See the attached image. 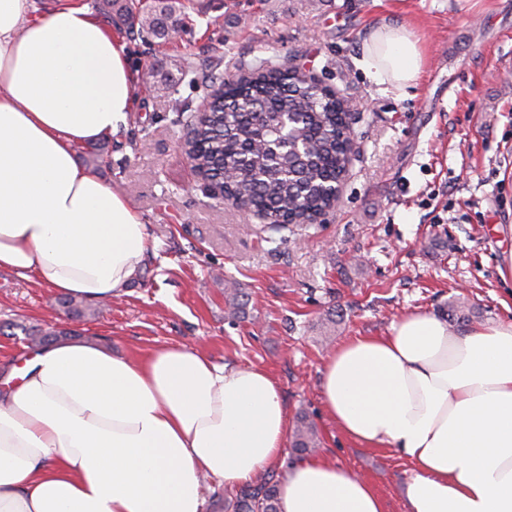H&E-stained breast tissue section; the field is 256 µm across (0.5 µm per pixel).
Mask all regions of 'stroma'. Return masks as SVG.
Listing matches in <instances>:
<instances>
[{"label":"stroma","mask_w":512,"mask_h":512,"mask_svg":"<svg viewBox=\"0 0 512 512\" xmlns=\"http://www.w3.org/2000/svg\"><path fill=\"white\" fill-rule=\"evenodd\" d=\"M170 40L122 32L130 0H84L107 19L137 73L134 110L88 159L145 220L151 243L139 276L96 316L70 318L34 278L0 271V361L27 349L28 332L67 331L118 354L197 345L219 365L258 367L279 386L289 417L306 413L319 455L366 480L386 512H408L410 464L393 448L348 440L320 399V370L353 336H382L413 311L452 331L512 318V284L498 265L512 248V0H191ZM420 40L416 84L398 91L357 66L380 21ZM228 36L215 56L219 36ZM269 60L309 70L355 115L357 153L341 200L315 224L264 236L262 222L205 194L179 145L178 112L207 92L159 72L183 63L218 74ZM249 295L224 311V281ZM339 323L332 343L324 321Z\"/></svg>","instance_id":"obj_1"}]
</instances>
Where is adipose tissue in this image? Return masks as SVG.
I'll return each mask as SVG.
<instances>
[{
	"label": "adipose tissue",
	"mask_w": 512,
	"mask_h": 512,
	"mask_svg": "<svg viewBox=\"0 0 512 512\" xmlns=\"http://www.w3.org/2000/svg\"><path fill=\"white\" fill-rule=\"evenodd\" d=\"M358 65L402 90L424 57L406 26L383 21ZM135 83L87 6L0 0V271L94 302L137 277L144 220L75 158L118 132ZM320 395L348 439L410 461L409 512H512V320L459 334L408 314L331 351ZM287 433L264 370L186 345L136 357L49 342L0 371V512H203L201 478L234 489L268 468L279 512H385L349 468L290 459Z\"/></svg>",
	"instance_id": "obj_1"
}]
</instances>
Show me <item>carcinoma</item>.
I'll use <instances>...</instances> for the list:
<instances>
[{"mask_svg":"<svg viewBox=\"0 0 512 512\" xmlns=\"http://www.w3.org/2000/svg\"><path fill=\"white\" fill-rule=\"evenodd\" d=\"M182 0H152L125 14L129 31L166 39L175 33ZM350 151L343 101L331 88L308 83L305 74L286 64L259 66L224 82L204 121L198 124L193 148L196 169L224 178L231 199L264 215V228L280 231L288 218L311 221L331 200L323 186L342 177ZM245 294L224 284L227 314L238 317ZM319 445L315 426L300 417L293 433L297 457ZM224 512H278V489L262 479L224 498Z\"/></svg>","mask_w":512,"mask_h":512,"instance_id":"obj_1","label":"carcinoma"}]
</instances>
